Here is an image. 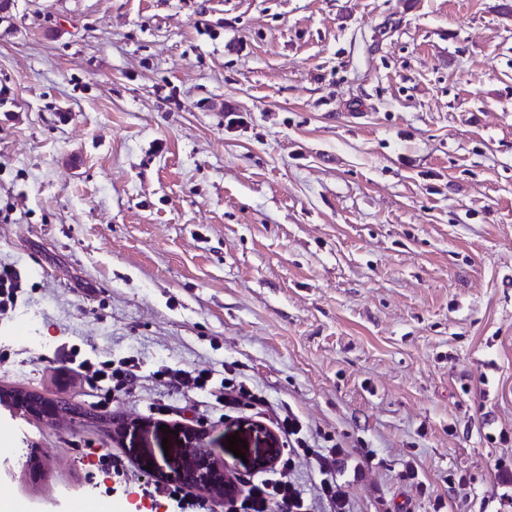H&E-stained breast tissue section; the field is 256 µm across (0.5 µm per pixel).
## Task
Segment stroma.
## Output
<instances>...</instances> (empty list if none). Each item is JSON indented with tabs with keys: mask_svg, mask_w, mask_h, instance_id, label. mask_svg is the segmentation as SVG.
Segmentation results:
<instances>
[{
	"mask_svg": "<svg viewBox=\"0 0 512 512\" xmlns=\"http://www.w3.org/2000/svg\"><path fill=\"white\" fill-rule=\"evenodd\" d=\"M502 2L10 0L0 266L24 291L0 389L76 414L0 403V497L173 512L142 489L180 486L186 430L241 484L285 452L286 407L340 444L351 512H512ZM128 356L136 383L99 408L76 361ZM227 365L269 411L200 413L154 380ZM10 396H12V400H8V402H11V404L18 409H23L25 411L31 412H35V409H37V411L41 413L42 416L48 417L51 420L57 422L64 421L63 409L57 407L54 404H49L47 402H42L38 404L32 401L31 399L23 397L19 394L15 396L11 394Z\"/></svg>",
	"mask_w": 512,
	"mask_h": 512,
	"instance_id": "1",
	"label": "stroma"
}]
</instances>
